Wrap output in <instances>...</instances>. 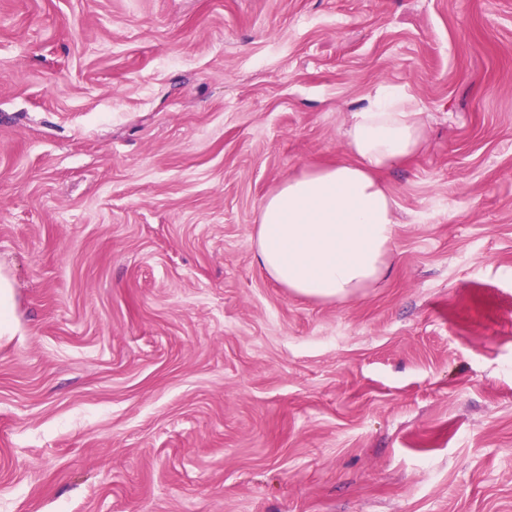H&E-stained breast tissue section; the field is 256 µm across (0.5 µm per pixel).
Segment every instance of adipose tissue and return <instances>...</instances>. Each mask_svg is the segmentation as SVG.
<instances>
[{"instance_id": "ef3b65f1", "label": "adipose tissue", "mask_w": 512, "mask_h": 512, "mask_svg": "<svg viewBox=\"0 0 512 512\" xmlns=\"http://www.w3.org/2000/svg\"><path fill=\"white\" fill-rule=\"evenodd\" d=\"M343 137L347 160L284 178L258 212L257 264L306 298L347 300L387 275L398 203L383 176L428 127L411 95L381 87L347 113Z\"/></svg>"}]
</instances>
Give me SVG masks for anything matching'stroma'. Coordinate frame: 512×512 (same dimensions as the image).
I'll return each instance as SVG.
<instances>
[{
	"instance_id": "1",
	"label": "stroma",
	"mask_w": 512,
	"mask_h": 512,
	"mask_svg": "<svg viewBox=\"0 0 512 512\" xmlns=\"http://www.w3.org/2000/svg\"><path fill=\"white\" fill-rule=\"evenodd\" d=\"M410 92L392 271L251 235ZM0 512H512V0H0ZM13 284L11 279L4 273H0V335L3 336L11 331L12 327V299Z\"/></svg>"
}]
</instances>
